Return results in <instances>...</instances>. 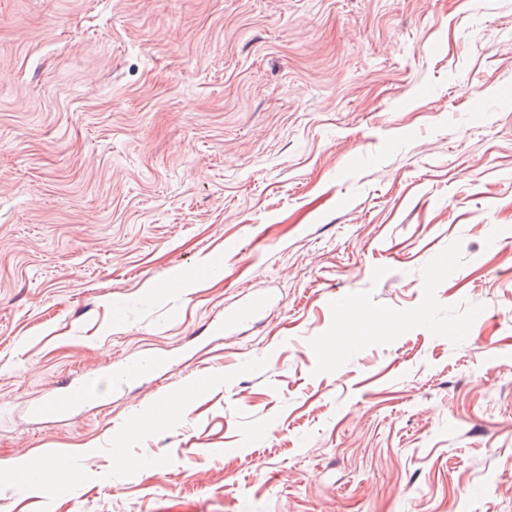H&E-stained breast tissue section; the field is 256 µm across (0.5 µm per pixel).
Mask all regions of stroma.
I'll return each instance as SVG.
<instances>
[{
  "label": "stroma",
  "mask_w": 512,
  "mask_h": 512,
  "mask_svg": "<svg viewBox=\"0 0 512 512\" xmlns=\"http://www.w3.org/2000/svg\"><path fill=\"white\" fill-rule=\"evenodd\" d=\"M56 454L0 512H512V0H0V462ZM162 360L136 358L123 363L112 370V385L119 388L141 380L157 370ZM96 378L91 374L82 375L78 381L69 384L65 390L46 400L33 404L30 408L33 416L41 419H53L72 409L90 403L96 396Z\"/></svg>",
  "instance_id": "1"
}]
</instances>
